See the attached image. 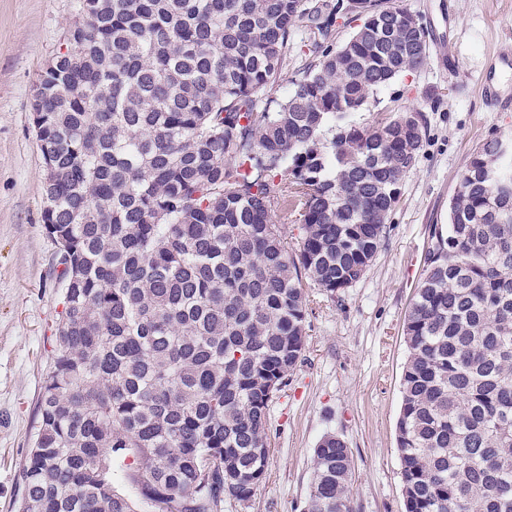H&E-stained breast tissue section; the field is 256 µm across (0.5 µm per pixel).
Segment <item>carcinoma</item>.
<instances>
[{
    "instance_id": "cac0c4a2",
    "label": "carcinoma",
    "mask_w": 512,
    "mask_h": 512,
    "mask_svg": "<svg viewBox=\"0 0 512 512\" xmlns=\"http://www.w3.org/2000/svg\"><path fill=\"white\" fill-rule=\"evenodd\" d=\"M355 24L341 47L336 5ZM43 71L64 312L19 512H221L266 479L269 404L388 231L424 113L365 125L429 35L390 0H79ZM304 29H298V23ZM305 58L282 100L288 55ZM471 153L404 320L405 512H512V148ZM300 224L297 253L284 226ZM324 436L306 512H351Z\"/></svg>"
}]
</instances>
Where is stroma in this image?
I'll list each match as a JSON object with an SVG mask.
<instances>
[{
  "instance_id": "1",
  "label": "stroma",
  "mask_w": 512,
  "mask_h": 512,
  "mask_svg": "<svg viewBox=\"0 0 512 512\" xmlns=\"http://www.w3.org/2000/svg\"><path fill=\"white\" fill-rule=\"evenodd\" d=\"M396 2L429 32V55L377 92L360 120L422 111L425 147L364 277L339 300L319 295L311 304L303 360L269 406L267 478L248 502L225 501L224 512H304L313 450L327 433L353 452L352 512H405L395 438L404 318L469 155L489 137L512 139V104L489 110L477 92L496 44L512 41V0ZM79 18L76 0H0V512H16L23 497L21 470L63 310L31 102ZM442 55L457 70L443 71Z\"/></svg>"
}]
</instances>
